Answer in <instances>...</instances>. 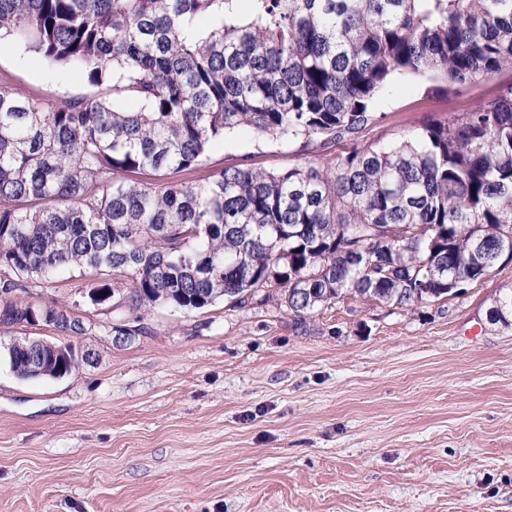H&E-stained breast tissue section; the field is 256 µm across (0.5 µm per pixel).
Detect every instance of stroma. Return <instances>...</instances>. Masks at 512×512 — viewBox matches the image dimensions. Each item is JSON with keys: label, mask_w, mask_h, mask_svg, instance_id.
<instances>
[{"label": "stroma", "mask_w": 512, "mask_h": 512, "mask_svg": "<svg viewBox=\"0 0 512 512\" xmlns=\"http://www.w3.org/2000/svg\"><path fill=\"white\" fill-rule=\"evenodd\" d=\"M511 86L510 71L447 91L396 78L364 138L393 142ZM1 88L49 103L104 92L14 44ZM244 159L317 161L242 132L193 176ZM94 280L73 269L31 300L69 305ZM511 286L506 262L457 297H349L300 327L274 303L157 307L150 335L119 346L110 307L89 309L93 365L20 379L0 358V512H512V329L487 319Z\"/></svg>", "instance_id": "35a3bbf8"}]
</instances>
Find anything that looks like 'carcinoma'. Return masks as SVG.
Instances as JSON below:
<instances>
[{"instance_id":"carcinoma-1","label":"carcinoma","mask_w":512,"mask_h":512,"mask_svg":"<svg viewBox=\"0 0 512 512\" xmlns=\"http://www.w3.org/2000/svg\"><path fill=\"white\" fill-rule=\"evenodd\" d=\"M2 40L112 85L110 99L51 105L0 89L8 316L82 268L133 336L148 334L149 308L219 300H275L302 326L348 296L413 308L455 297V280L512 260V87L394 143L362 139L397 77L454 88L512 71V0H0ZM241 128L320 162L137 179L193 172ZM489 319L512 327L511 288ZM3 349L29 377L21 345Z\"/></svg>"}]
</instances>
